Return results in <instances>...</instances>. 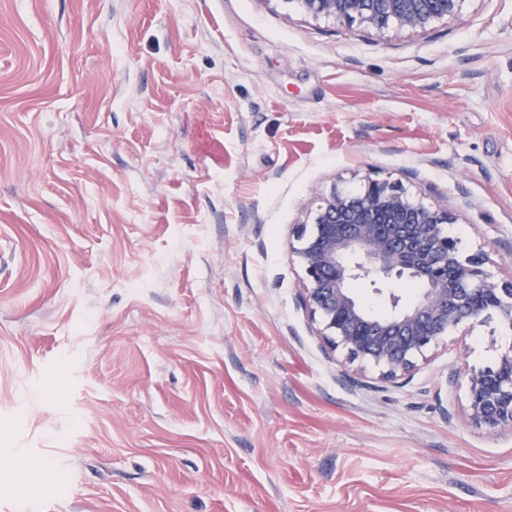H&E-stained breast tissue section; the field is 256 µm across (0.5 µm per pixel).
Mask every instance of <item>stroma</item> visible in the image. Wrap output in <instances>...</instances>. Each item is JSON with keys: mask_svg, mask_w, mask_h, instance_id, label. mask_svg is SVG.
<instances>
[{"mask_svg": "<svg viewBox=\"0 0 512 512\" xmlns=\"http://www.w3.org/2000/svg\"><path fill=\"white\" fill-rule=\"evenodd\" d=\"M367 175L512 278V0L382 37L284 0H0V512H512V430L453 378L511 328L388 381L299 301L294 226Z\"/></svg>", "mask_w": 512, "mask_h": 512, "instance_id": "stroma-1", "label": "stroma"}]
</instances>
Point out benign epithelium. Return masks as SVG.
<instances>
[{
	"label": "benign epithelium",
	"mask_w": 512,
	"mask_h": 512,
	"mask_svg": "<svg viewBox=\"0 0 512 512\" xmlns=\"http://www.w3.org/2000/svg\"><path fill=\"white\" fill-rule=\"evenodd\" d=\"M315 18L379 31L425 30L461 17L466 0H282ZM456 223L447 207L425 201L388 178H366L357 189L332 186L315 199L297 225L290 251L306 276L303 302L319 323V336L349 363L370 364L382 378L396 380L416 369L426 352L464 323L495 314L512 328V279L487 267L481 251L465 253L448 233ZM379 285L417 280V300L372 314L351 283ZM469 420L479 428L512 429V354L483 368L460 367Z\"/></svg>",
	"instance_id": "7a95c632"
}]
</instances>
